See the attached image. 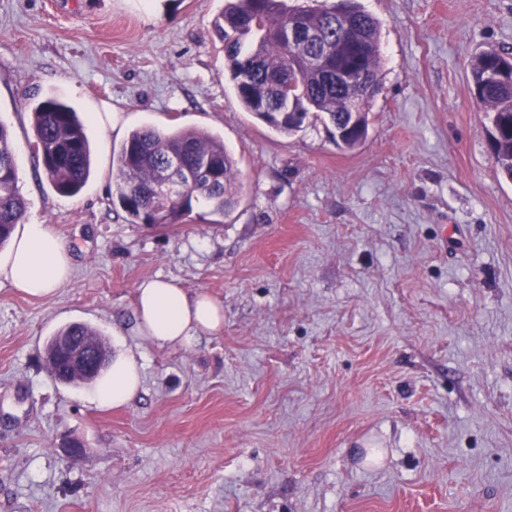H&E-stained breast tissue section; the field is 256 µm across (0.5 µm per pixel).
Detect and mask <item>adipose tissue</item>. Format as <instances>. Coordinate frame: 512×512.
Returning <instances> with one entry per match:
<instances>
[{"mask_svg": "<svg viewBox=\"0 0 512 512\" xmlns=\"http://www.w3.org/2000/svg\"><path fill=\"white\" fill-rule=\"evenodd\" d=\"M74 265L65 243L49 225L30 220L14 232L0 256V280L33 298L53 295L72 279ZM137 330L151 344L189 346L201 334H217L224 327V305L204 292L187 293L173 282L149 279L136 293ZM142 387L136 355L117 351L110 369L92 395L102 406L128 404Z\"/></svg>", "mask_w": 512, "mask_h": 512, "instance_id": "adipose-tissue-1", "label": "adipose tissue"}]
</instances>
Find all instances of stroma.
<instances>
[{"label": "stroma", "instance_id": "stroma-1", "mask_svg": "<svg viewBox=\"0 0 512 512\" xmlns=\"http://www.w3.org/2000/svg\"><path fill=\"white\" fill-rule=\"evenodd\" d=\"M360 2L381 91L349 150L323 123L283 136L243 110L213 31L224 0H0L26 217L74 258L54 296L0 284V512H512V180L470 93L478 54L512 55V0ZM49 97L86 122L74 196L37 156ZM144 125L223 137L235 207L128 223L112 149ZM156 277L221 301L223 330L142 340L136 291ZM72 322L141 355L130 403L54 379L46 341Z\"/></svg>", "mask_w": 512, "mask_h": 512}]
</instances>
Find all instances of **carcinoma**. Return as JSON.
Here are the masks:
<instances>
[{
  "instance_id": "obj_1",
  "label": "carcinoma",
  "mask_w": 512,
  "mask_h": 512,
  "mask_svg": "<svg viewBox=\"0 0 512 512\" xmlns=\"http://www.w3.org/2000/svg\"><path fill=\"white\" fill-rule=\"evenodd\" d=\"M354 30L338 32L331 12L336 0L319 7L290 8L285 0H227L214 19L216 36L223 45L224 59L242 107L263 120L262 107L275 109L284 100H294V111L305 120L344 127L351 112L349 102L380 92L379 22L359 0H346ZM311 32L316 40L299 51L298 67L288 64L283 33L290 24ZM506 56L487 51L471 64L472 92L480 109L491 121L495 135L491 150L496 163L512 179V75L504 86L491 75ZM353 68L365 80L336 79L339 69ZM288 89H283V81ZM33 134L47 180L63 195H75L92 172V151L77 112L56 98H47L32 108ZM180 157L193 182L168 196L163 214L155 224H178L190 216L194 203L204 202L219 214L237 203L238 169L224 140L197 129L160 130L142 126L132 130L119 149L116 161L115 194L130 224L148 223V212L157 189L162 187V168L167 159ZM215 167L218 175L199 174L204 166ZM26 203L18 186L15 148L7 128L0 122V246L10 241L15 225L25 216Z\"/></svg>"
}]
</instances>
